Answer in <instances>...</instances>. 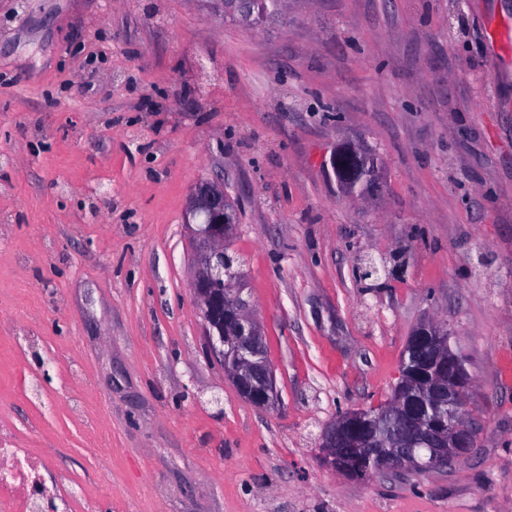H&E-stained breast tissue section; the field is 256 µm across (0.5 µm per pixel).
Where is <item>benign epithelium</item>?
<instances>
[{"mask_svg": "<svg viewBox=\"0 0 512 512\" xmlns=\"http://www.w3.org/2000/svg\"><path fill=\"white\" fill-rule=\"evenodd\" d=\"M224 188L202 181L194 189L187 210L196 272L191 288L211 349L224 365L240 397L255 407H269L277 395L272 368L260 328L248 303L241 297V273L224 263V242L230 225L224 217ZM447 332L431 322L418 326L411 345L425 355L408 371L394 393L393 407L407 423L397 435H389L368 421L364 409L342 414L322 433L323 463L347 478L354 473L337 454L344 446L362 448L374 455V472H422L452 466L473 448L475 423L460 396L473 383L462 359L448 343Z\"/></svg>", "mask_w": 512, "mask_h": 512, "instance_id": "benign-epithelium-1", "label": "benign epithelium"}]
</instances>
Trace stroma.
<instances>
[{
  "label": "stroma",
  "mask_w": 512,
  "mask_h": 512,
  "mask_svg": "<svg viewBox=\"0 0 512 512\" xmlns=\"http://www.w3.org/2000/svg\"><path fill=\"white\" fill-rule=\"evenodd\" d=\"M512 0H0V435L77 512H512ZM377 160L336 185L343 144ZM221 182L278 401L211 355L186 228ZM381 265L367 278L368 261ZM473 378L463 462L358 482L321 433L408 337ZM283 0H213L211 6L215 11L224 12L249 27L265 25L269 20L278 17L284 4ZM374 165H377L374 157L364 154L360 161H355L345 164L340 170H336V180L339 183L341 177H346L350 182H353L361 190H366L368 185L372 182V172ZM350 182L342 181L339 183L341 192L349 198L355 199L357 194L353 192Z\"/></svg>",
  "instance_id": "1"
}]
</instances>
